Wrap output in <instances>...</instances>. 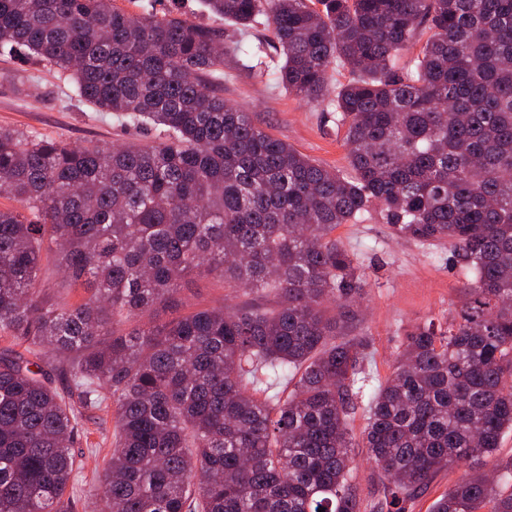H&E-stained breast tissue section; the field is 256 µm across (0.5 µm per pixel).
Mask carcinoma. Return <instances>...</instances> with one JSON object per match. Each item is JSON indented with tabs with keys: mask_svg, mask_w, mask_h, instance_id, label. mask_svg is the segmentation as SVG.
Wrapping results in <instances>:
<instances>
[{
	"mask_svg": "<svg viewBox=\"0 0 512 512\" xmlns=\"http://www.w3.org/2000/svg\"><path fill=\"white\" fill-rule=\"evenodd\" d=\"M205 2L271 31L275 85L340 113L348 171L224 102L221 29L114 0H0V53L26 50L158 138L0 128V194L20 204L0 208V512H74L88 410L112 412L88 488L111 512H361L357 447L396 512L459 464L432 512H512V0ZM372 211L396 237L448 243L472 279L447 327L407 334L358 444L366 273L333 232ZM50 260L88 301H52ZM201 270L273 304L151 321Z\"/></svg>",
	"mask_w": 512,
	"mask_h": 512,
	"instance_id": "carcinoma-1",
	"label": "carcinoma"
}]
</instances>
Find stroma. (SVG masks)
Instances as JSON below:
<instances>
[{"mask_svg": "<svg viewBox=\"0 0 512 512\" xmlns=\"http://www.w3.org/2000/svg\"><path fill=\"white\" fill-rule=\"evenodd\" d=\"M272 34L259 30L247 37L239 62L225 63L223 95L227 103L252 112L265 131L326 166H346L344 130L336 115L274 87L266 66L252 57L259 42ZM26 83H19V76ZM0 127L74 145L88 142L151 145L153 127L124 126L112 116L79 100L71 84L35 59L0 57ZM335 237L365 269L362 303L364 330L372 338L366 366L369 387H377L393 372L407 334L427 321L444 325L456 316L471 280L446 244L424 246L393 236L377 215L337 227ZM239 299L222 281L201 274L188 279L177 302L158 308L155 320L165 321L185 307L235 305ZM112 421L99 413L83 418L74 453L83 466V480L103 473L112 450Z\"/></svg>", "mask_w": 512, "mask_h": 512, "instance_id": "stroma-1", "label": "stroma"}]
</instances>
